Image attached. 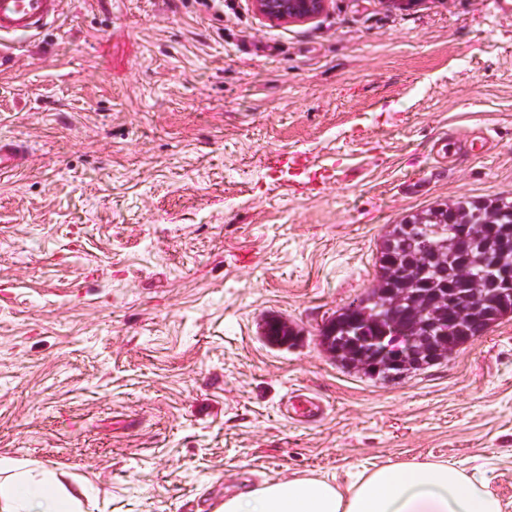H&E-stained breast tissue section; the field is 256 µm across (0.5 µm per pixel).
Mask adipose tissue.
I'll use <instances>...</instances> for the list:
<instances>
[{
	"instance_id": "adipose-tissue-1",
	"label": "adipose tissue",
	"mask_w": 512,
	"mask_h": 512,
	"mask_svg": "<svg viewBox=\"0 0 512 512\" xmlns=\"http://www.w3.org/2000/svg\"><path fill=\"white\" fill-rule=\"evenodd\" d=\"M0 512H83L53 471L0 456ZM214 512H503L480 467L387 463L341 486L319 477L264 482L225 497Z\"/></svg>"
}]
</instances>
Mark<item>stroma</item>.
I'll return each mask as SVG.
<instances>
[{
	"instance_id": "35a3bbf8",
	"label": "stroma",
	"mask_w": 512,
	"mask_h": 512,
	"mask_svg": "<svg viewBox=\"0 0 512 512\" xmlns=\"http://www.w3.org/2000/svg\"><path fill=\"white\" fill-rule=\"evenodd\" d=\"M0 456L87 512H213L263 480L484 465L512 512V315L400 381L320 331L374 288L387 231L512 196V0H64L4 45ZM452 135L455 158L438 156ZM292 344L260 334L265 317ZM302 389L327 417L278 411ZM330 0H251L256 15L271 25L300 24L314 20ZM27 161L28 149L24 142L0 137V175L19 171Z\"/></svg>"
}]
</instances>
